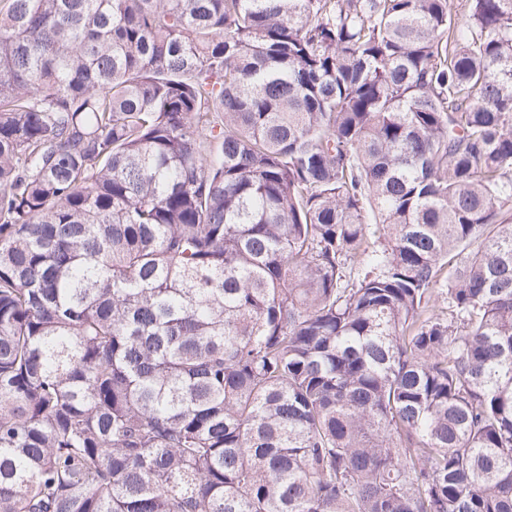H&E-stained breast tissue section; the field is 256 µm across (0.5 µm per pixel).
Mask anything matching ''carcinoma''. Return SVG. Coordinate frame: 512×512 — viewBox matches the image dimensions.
Segmentation results:
<instances>
[{
  "label": "carcinoma",
  "mask_w": 512,
  "mask_h": 512,
  "mask_svg": "<svg viewBox=\"0 0 512 512\" xmlns=\"http://www.w3.org/2000/svg\"><path fill=\"white\" fill-rule=\"evenodd\" d=\"M0 0V512H512V0Z\"/></svg>",
  "instance_id": "cac0c4a2"
}]
</instances>
